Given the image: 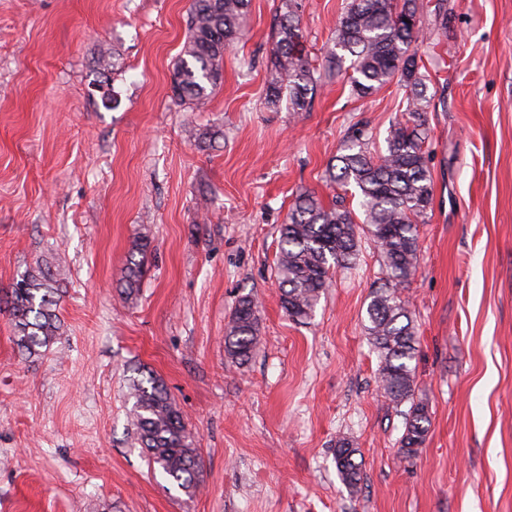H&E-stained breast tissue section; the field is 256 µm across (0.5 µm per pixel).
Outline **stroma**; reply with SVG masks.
<instances>
[{
	"label": "stroma",
	"instance_id": "35a3bbf8",
	"mask_svg": "<svg viewBox=\"0 0 512 512\" xmlns=\"http://www.w3.org/2000/svg\"><path fill=\"white\" fill-rule=\"evenodd\" d=\"M318 80L307 111L265 103L281 0H250L207 107L171 98L191 0H0V288L42 261L63 274L62 338L23 356L0 315V512H512V0H424L416 43L432 208L405 294L415 396L432 425L400 452L403 416L364 329L379 254L359 241L309 322L281 307L279 226L325 180L348 132L383 147L406 91L361 98L329 76L347 0H298ZM110 66L101 69V51ZM151 250L121 294L131 241ZM261 344L224 352L237 301ZM161 378L202 457L191 496L129 432L134 372ZM362 455L350 490L338 439Z\"/></svg>",
	"mask_w": 512,
	"mask_h": 512
}]
</instances>
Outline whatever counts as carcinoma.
<instances>
[{"mask_svg": "<svg viewBox=\"0 0 512 512\" xmlns=\"http://www.w3.org/2000/svg\"><path fill=\"white\" fill-rule=\"evenodd\" d=\"M249 0H192L187 15L184 57L173 68L174 101L198 109L222 80L224 51L244 35ZM283 12L273 31L274 51L266 69V104L279 106L283 97L294 112L307 110L317 79L305 53L297 0H282ZM422 0H349L329 51L331 63L360 97L397 82L407 93V116L390 125L385 148L368 149L358 128L326 169L329 181L358 197L363 221L337 201L325 206L315 193H300L280 226L276 275L281 304L294 320L313 317L328 288L333 270L355 257L359 233L369 236L385 270V286L372 292L365 329L379 357L378 380L403 412L400 453L415 457L431 427L428 406L414 399L417 330L403 288L418 260V224L432 204V177L424 149V112L431 97L419 74L413 44L422 38ZM151 240L136 237L128 255L121 292L133 297L140 289ZM61 272L38 262L9 287L0 289V314L7 316L18 350L39 358L63 336L59 315ZM254 299L238 301L224 336L228 356L242 365L258 348ZM132 433L168 484L186 494L200 487L201 458L187 430L184 414L165 383L154 376L129 379ZM359 450L340 440L336 469L343 484L361 480Z\"/></svg>", "mask_w": 512, "mask_h": 512, "instance_id": "carcinoma-1", "label": "carcinoma"}]
</instances>
